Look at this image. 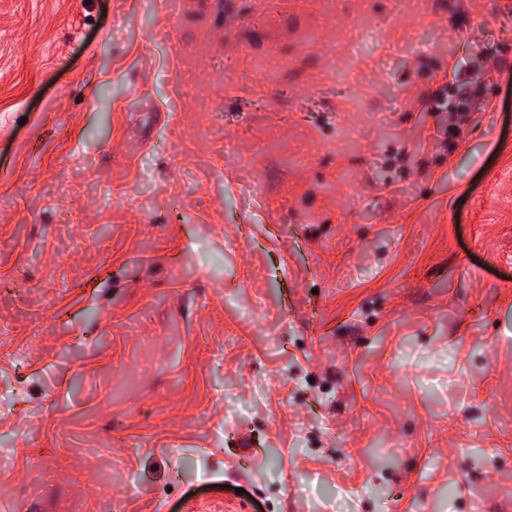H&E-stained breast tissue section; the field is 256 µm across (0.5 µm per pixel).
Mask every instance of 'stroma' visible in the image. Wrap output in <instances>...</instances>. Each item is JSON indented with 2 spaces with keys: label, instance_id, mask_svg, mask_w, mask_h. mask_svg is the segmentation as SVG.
<instances>
[{
  "label": "stroma",
  "instance_id": "stroma-1",
  "mask_svg": "<svg viewBox=\"0 0 512 512\" xmlns=\"http://www.w3.org/2000/svg\"><path fill=\"white\" fill-rule=\"evenodd\" d=\"M209 3L0 0V512H489L512 0ZM480 86L481 82L479 78H467L463 80L460 88V93H462L461 99L458 101L457 105H455L458 122L462 120L466 121L470 112L478 111L482 108Z\"/></svg>",
  "mask_w": 512,
  "mask_h": 512
}]
</instances>
